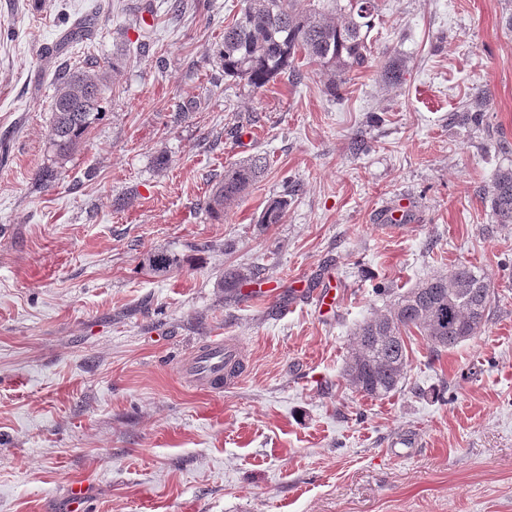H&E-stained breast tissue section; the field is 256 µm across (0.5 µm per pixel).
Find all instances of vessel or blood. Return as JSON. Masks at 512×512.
I'll list each match as a JSON object with an SVG mask.
<instances>
[{"instance_id": "b4317fda", "label": "vessel or blood", "mask_w": 512, "mask_h": 512, "mask_svg": "<svg viewBox=\"0 0 512 512\" xmlns=\"http://www.w3.org/2000/svg\"><path fill=\"white\" fill-rule=\"evenodd\" d=\"M241 362L237 344L220 338L198 350L183 366L182 372L202 386L221 389L234 384Z\"/></svg>"}]
</instances>
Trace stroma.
Wrapping results in <instances>:
<instances>
[{
    "mask_svg": "<svg viewBox=\"0 0 512 512\" xmlns=\"http://www.w3.org/2000/svg\"><path fill=\"white\" fill-rule=\"evenodd\" d=\"M239 5L0 0V512H68L76 481L86 512H512V224L486 199L512 165L487 135L512 143V0H378L374 60L334 96L310 66L255 93L225 78ZM94 13L69 65H109L120 31L142 52L42 185L51 50ZM480 94L484 127L463 124ZM255 154L263 179L211 219L214 182ZM162 250L182 262L163 281ZM462 263L494 289L484 331L438 354L412 336L402 388L352 389L356 326ZM255 266L266 293L222 287ZM222 337L243 363L218 393L181 367ZM177 265L175 255L167 251H157L148 257V271L154 278L167 279L174 273Z\"/></svg>",
    "mask_w": 512,
    "mask_h": 512,
    "instance_id": "stroma-1",
    "label": "stroma"
}]
</instances>
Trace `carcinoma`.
<instances>
[{"label":"carcinoma","instance_id":"carcinoma-1","mask_svg":"<svg viewBox=\"0 0 512 512\" xmlns=\"http://www.w3.org/2000/svg\"><path fill=\"white\" fill-rule=\"evenodd\" d=\"M377 12L376 0H314L305 8L298 7L297 0H242L236 18L224 25L216 57L224 76L243 82L254 92L278 77L299 79V61L304 60L324 72L326 91L334 95L349 70L372 59L367 38ZM96 24L93 16L74 19L54 55L87 39ZM130 56V43L119 42L113 45L112 63L106 68L90 64L58 71L49 130L55 162L70 158L100 119L104 95L116 85ZM267 167L266 157L254 155L224 169L208 197V212L214 217L226 214V208L240 200ZM487 198L495 222L512 224V166L496 171ZM284 206L282 200L269 204L259 223H279ZM176 265L175 255L166 251L148 257V271L155 278H169ZM261 277L259 268L232 270L224 273L222 286L238 288ZM492 295L491 282L465 264L397 295L385 311L355 328L344 369L346 381L371 399L395 393L406 378V339L411 331L417 330L436 354L452 349L482 332Z\"/></svg>","mask_w":512,"mask_h":512}]
</instances>
